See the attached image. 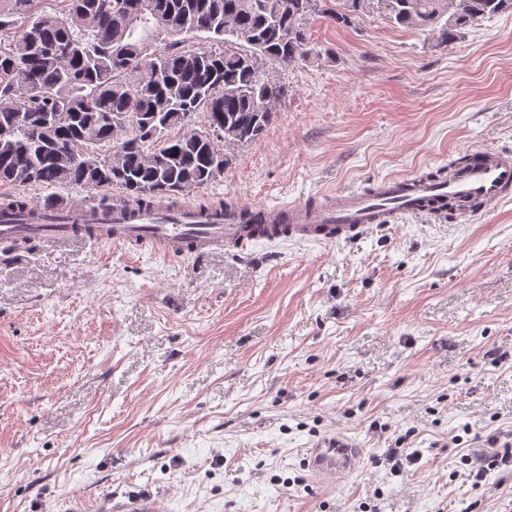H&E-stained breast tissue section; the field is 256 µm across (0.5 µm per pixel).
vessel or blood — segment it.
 I'll use <instances>...</instances> for the list:
<instances>
[{
    "label": "vessel or blood",
    "instance_id": "vessel-or-blood-1",
    "mask_svg": "<svg viewBox=\"0 0 512 512\" xmlns=\"http://www.w3.org/2000/svg\"><path fill=\"white\" fill-rule=\"evenodd\" d=\"M448 199L457 204L461 216L512 200V153L478 149L466 165H449L435 179L416 173L293 203H229L216 212L191 203L139 207L121 199L104 207L80 200L63 207L40 203L29 206L20 221L11 214L0 216V238L33 237L50 247L100 239L126 251L148 247L172 260L219 249L241 255L261 240L351 242L402 214L443 215ZM362 461L359 444L336 434L309 448L302 465L315 480L329 477L339 482L356 472ZM116 509L157 512V503L150 492H133L118 501Z\"/></svg>",
    "mask_w": 512,
    "mask_h": 512
}]
</instances>
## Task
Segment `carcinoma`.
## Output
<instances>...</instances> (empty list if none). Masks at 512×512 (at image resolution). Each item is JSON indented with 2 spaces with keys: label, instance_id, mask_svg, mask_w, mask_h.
<instances>
[{
  "label": "carcinoma",
  "instance_id": "obj_1",
  "mask_svg": "<svg viewBox=\"0 0 512 512\" xmlns=\"http://www.w3.org/2000/svg\"><path fill=\"white\" fill-rule=\"evenodd\" d=\"M0 0V185L89 190L117 187L141 204H165L224 174L232 155L185 130L202 112L232 130L234 146L259 139L286 87L268 62L308 55L306 20L323 0ZM401 27L431 28L451 43L512 0H373ZM208 33L235 49L197 52L193 67L179 36ZM167 42V51L153 46ZM126 127L120 168L113 126Z\"/></svg>",
  "mask_w": 512,
  "mask_h": 512
}]
</instances>
